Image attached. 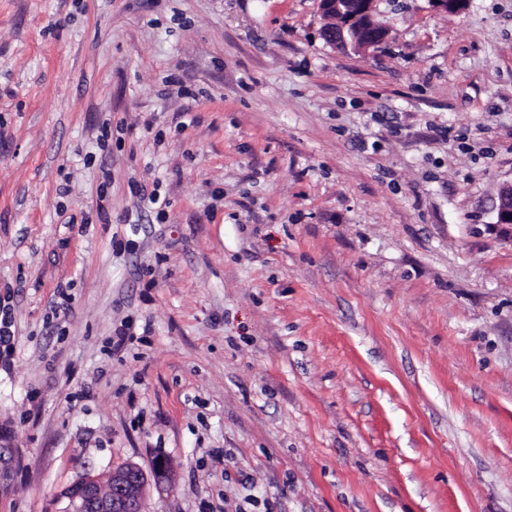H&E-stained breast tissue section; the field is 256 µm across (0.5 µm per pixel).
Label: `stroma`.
Instances as JSON below:
<instances>
[{"label": "stroma", "instance_id": "1", "mask_svg": "<svg viewBox=\"0 0 512 512\" xmlns=\"http://www.w3.org/2000/svg\"><path fill=\"white\" fill-rule=\"evenodd\" d=\"M0 0V512H512V0ZM377 0H319L328 23L323 40L333 48L362 53L377 48L389 38V29L375 18ZM149 478L161 489L171 484L172 473L162 459L153 464L149 475L139 465L128 463L112 471L108 493L102 491L97 476L85 473L63 490L64 512H140Z\"/></svg>", "mask_w": 512, "mask_h": 512}]
</instances>
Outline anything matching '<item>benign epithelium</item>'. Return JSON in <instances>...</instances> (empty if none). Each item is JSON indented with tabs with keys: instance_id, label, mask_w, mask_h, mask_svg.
I'll return each mask as SVG.
<instances>
[{
	"instance_id": "1",
	"label": "benign epithelium",
	"mask_w": 512,
	"mask_h": 512,
	"mask_svg": "<svg viewBox=\"0 0 512 512\" xmlns=\"http://www.w3.org/2000/svg\"><path fill=\"white\" fill-rule=\"evenodd\" d=\"M377 0H319V8L328 23L322 28L323 40L333 48L362 53L377 48L389 38V29L375 18ZM432 6L447 13L464 11L469 0H430ZM497 223L512 228V184L499 192ZM163 488L171 484L167 463L157 460L150 472L128 463L112 471L109 491L103 492L97 476L90 473L66 487L65 512H140L148 482Z\"/></svg>"
}]
</instances>
